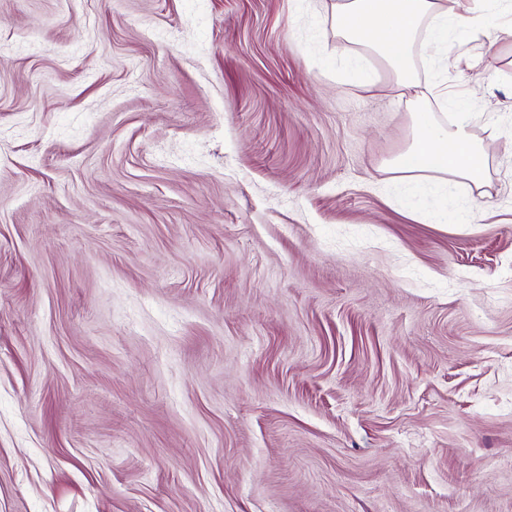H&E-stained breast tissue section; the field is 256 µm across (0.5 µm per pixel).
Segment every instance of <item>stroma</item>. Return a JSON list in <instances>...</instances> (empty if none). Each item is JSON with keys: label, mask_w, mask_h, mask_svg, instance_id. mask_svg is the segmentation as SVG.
Masks as SVG:
<instances>
[{"label": "stroma", "mask_w": 512, "mask_h": 512, "mask_svg": "<svg viewBox=\"0 0 512 512\" xmlns=\"http://www.w3.org/2000/svg\"><path fill=\"white\" fill-rule=\"evenodd\" d=\"M335 4L0 0V512H512V12L414 199ZM452 105L456 112L449 125L440 122L436 112L412 113L416 133L408 148L389 165L395 180L437 188L447 186L453 179L473 184L483 180V149L469 134L467 103L454 98ZM448 146L453 148L451 152Z\"/></svg>", "instance_id": "1"}]
</instances>
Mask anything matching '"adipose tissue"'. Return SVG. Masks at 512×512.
<instances>
[{"instance_id":"adipose-tissue-1","label":"adipose tissue","mask_w":512,"mask_h":512,"mask_svg":"<svg viewBox=\"0 0 512 512\" xmlns=\"http://www.w3.org/2000/svg\"><path fill=\"white\" fill-rule=\"evenodd\" d=\"M484 14L449 15L442 0H338L335 24L352 42L369 41L372 52L393 70L397 85L412 100L426 99L428 87L415 81L408 66V49L418 33L441 43L449 24L463 31L485 27ZM450 123L435 113L415 112L416 133L389 169L395 180L409 185L447 186L453 179L473 184L484 178L481 145L469 134V114L463 99H453Z\"/></svg>"}]
</instances>
